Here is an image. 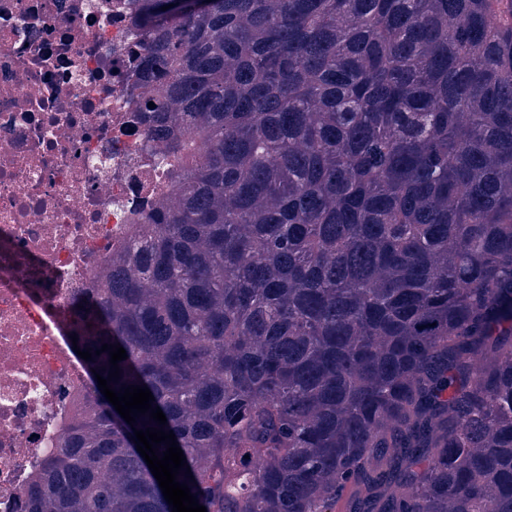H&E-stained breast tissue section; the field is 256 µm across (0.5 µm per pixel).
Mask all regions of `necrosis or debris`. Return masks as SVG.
<instances>
[{"label": "necrosis or debris", "mask_w": 512, "mask_h": 512, "mask_svg": "<svg viewBox=\"0 0 512 512\" xmlns=\"http://www.w3.org/2000/svg\"><path fill=\"white\" fill-rule=\"evenodd\" d=\"M128 5L0 0V512L85 406L76 309L164 181Z\"/></svg>", "instance_id": "necrosis-or-debris-1"}]
</instances>
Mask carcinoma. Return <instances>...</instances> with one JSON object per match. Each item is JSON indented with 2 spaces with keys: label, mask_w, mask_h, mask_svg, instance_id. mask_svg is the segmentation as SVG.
<instances>
[{
  "label": "carcinoma",
  "mask_w": 512,
  "mask_h": 512,
  "mask_svg": "<svg viewBox=\"0 0 512 512\" xmlns=\"http://www.w3.org/2000/svg\"><path fill=\"white\" fill-rule=\"evenodd\" d=\"M133 2L166 193L77 346L207 512H512V2ZM89 398L21 512H172Z\"/></svg>",
  "instance_id": "cac0c4a2"
}]
</instances>
